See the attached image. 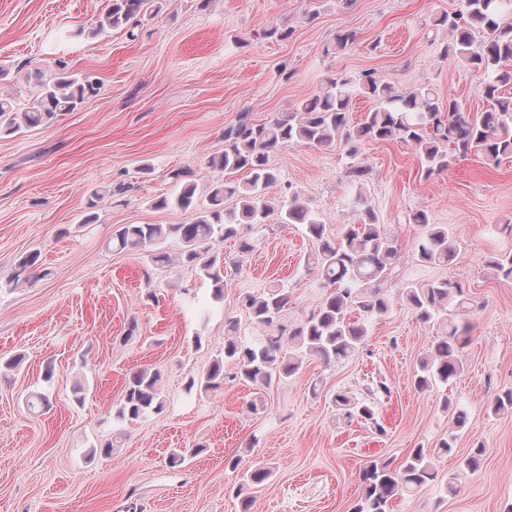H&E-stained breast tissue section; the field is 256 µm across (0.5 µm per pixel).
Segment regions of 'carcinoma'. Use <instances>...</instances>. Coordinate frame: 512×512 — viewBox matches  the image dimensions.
<instances>
[{"mask_svg": "<svg viewBox=\"0 0 512 512\" xmlns=\"http://www.w3.org/2000/svg\"><path fill=\"white\" fill-rule=\"evenodd\" d=\"M153 0H112L110 9L96 28L85 33L97 37L109 29H128L142 17L152 14ZM435 25L448 31L449 42L444 55H452L485 77L484 110L475 116L465 112L455 99L445 100L424 86L407 93L394 87L373 71L355 75L339 73L317 94L302 100L294 111L257 124L250 113L241 112L234 123L224 127V151L209 160V166L226 178L215 181L203 200L196 196V184L188 180L189 172L177 169L171 178L181 184L172 198L163 197L157 207L193 208L196 217L190 224H126L118 229L112 243L119 250L154 251L156 264L176 260L198 268L213 283L215 296L224 292V257L210 252V243L238 235L243 227L263 224L272 212L266 189L277 179L269 165L270 156L290 145L312 148L342 142L356 154L365 141H399L414 148L426 175L442 172L453 160L471 153L483 156L487 164H499L512 155V97L502 87L512 83V0H464V10L445 13ZM37 92L27 106L19 109L12 100L0 98V132H25L47 126L66 112L76 111L86 99L97 94L98 83L85 74L67 71L47 79L34 73ZM362 95L372 101V109L359 124L350 121L353 99ZM247 173L240 183L228 178L237 172ZM236 199V206L224 208V200ZM355 204L362 214L358 224H350L333 234L321 223L298 196L283 204L282 224H302L314 246L313 265L321 287L326 289L319 304L295 323L281 321L288 307V294L271 289L262 296L243 295L241 303L253 320L263 326L277 327V333L264 337L256 346H246L231 335L234 322H228L230 335L224 339L223 355L215 358L198 385L208 391L226 380H240L259 389L298 373L307 357H316L329 365L346 360L363 350L366 323L388 315L401 300L422 324L435 329L426 356L420 361L414 386L419 390L446 385L464 371L462 350L472 329V300L459 283L448 281H409L397 295L381 288L389 267L397 256L396 238L388 225L379 223L363 195ZM423 228L417 244L422 266L441 265L455 255L448 227L429 223L423 211L408 217ZM169 237L178 239L183 249L176 259L158 250ZM497 276L512 279V256L488 262ZM160 373L142 369L129 376L118 410V417L136 419L159 413L164 398L159 384ZM336 406L350 420H370L384 431L372 409L339 392ZM468 423L465 410L453 418L448 438L439 448L452 452L457 438ZM486 448L479 445L462 459L461 469L474 472L482 464ZM267 467L248 470L239 490H249L270 475ZM435 479L427 450L414 448L397 468L379 459L366 462L360 474L362 495L354 512H389L391 501L421 489Z\"/></svg>", "mask_w": 512, "mask_h": 512, "instance_id": "carcinoma-1", "label": "carcinoma"}]
</instances>
